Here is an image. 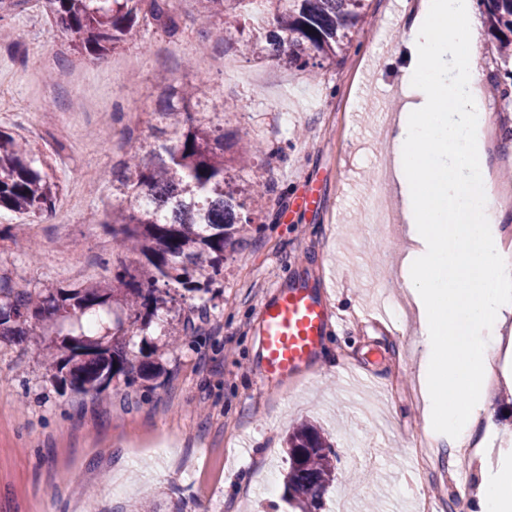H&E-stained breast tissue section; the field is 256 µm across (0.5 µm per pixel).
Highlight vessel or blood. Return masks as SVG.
<instances>
[{"label": "vessel or blood", "instance_id": "1", "mask_svg": "<svg viewBox=\"0 0 512 512\" xmlns=\"http://www.w3.org/2000/svg\"><path fill=\"white\" fill-rule=\"evenodd\" d=\"M332 326L323 287L304 280L288 288L273 287L256 316L260 359L255 371L260 384L288 380L306 370Z\"/></svg>", "mask_w": 512, "mask_h": 512}]
</instances>
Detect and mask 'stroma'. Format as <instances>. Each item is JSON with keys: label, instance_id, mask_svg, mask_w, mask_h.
Returning a JSON list of instances; mask_svg holds the SVG:
<instances>
[{"label": "stroma", "instance_id": "stroma-1", "mask_svg": "<svg viewBox=\"0 0 512 512\" xmlns=\"http://www.w3.org/2000/svg\"><path fill=\"white\" fill-rule=\"evenodd\" d=\"M198 0H182L178 30L156 27L103 57L74 55L41 7L0 18L13 39L0 43V87L20 109L0 114V127L29 136L48 159L62 194L39 219L4 210L0 228L26 223L29 238L0 240V269L40 292L104 285L118 261L134 264L109 227L88 221L91 208L112 200V166L128 134L153 139L150 113L164 80L201 74L206 56L237 58L234 45L206 36ZM414 20L408 0H368L365 31L319 77L280 61L243 60L263 85L206 74L209 104L199 118L223 126L228 138L263 144L267 154L247 172L270 182L272 202L256 209L239 244L224 254V276L209 291L166 294L164 305L131 320L112 304L101 307L123 323L121 340L133 362L151 361L164 374L112 381L107 390L74 396L56 383L49 355L65 339L81 338L86 318L61 328L30 323L26 336L0 341V512H79L96 500L104 512H129L154 494L162 512H292L285 476L289 433L317 425L335 453L336 480L321 512H415L429 497L432 512H464L463 489L444 483L448 448L436 472L419 474L410 443L429 434L416 379L421 332L402 321L400 260L408 246L401 224L379 222L373 193L386 166L391 131L404 89L396 49ZM135 58L118 83L100 79L113 61ZM80 71L85 96L100 114L58 131L45 112L70 103L64 84L47 73ZM53 87L49 98L36 87ZM486 162L496 181L512 188V161L498 144L512 127V105L487 99ZM318 185L324 203L299 209L296 198ZM325 279L339 322L321 355L297 377L258 387L255 334L258 305L273 286L298 278ZM384 311L382 325L366 311ZM197 331L179 335L185 317ZM505 382L491 397L496 428L477 425L488 447L512 455V353L498 356ZM160 439L170 451H151Z\"/></svg>", "mask_w": 512, "mask_h": 512}]
</instances>
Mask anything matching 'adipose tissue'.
<instances>
[{
	"label": "adipose tissue",
	"mask_w": 512,
	"mask_h": 512,
	"mask_svg": "<svg viewBox=\"0 0 512 512\" xmlns=\"http://www.w3.org/2000/svg\"><path fill=\"white\" fill-rule=\"evenodd\" d=\"M471 0H421L399 52L407 88L392 137V170L411 237L422 246L405 265L422 325L419 382L427 420L449 447L478 422L494 424L487 381L494 373L491 327L512 314V256L500 239L507 206L473 186L488 169L478 130L485 121ZM465 512H512V460L483 475Z\"/></svg>",
	"instance_id": "1"
}]
</instances>
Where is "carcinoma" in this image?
<instances>
[{"label": "carcinoma", "instance_id": "1", "mask_svg": "<svg viewBox=\"0 0 512 512\" xmlns=\"http://www.w3.org/2000/svg\"><path fill=\"white\" fill-rule=\"evenodd\" d=\"M179 0H45L71 50L100 58L134 39L145 26L173 34ZM215 30L216 43L233 41L257 61L287 56L302 71L336 64L345 40L363 31L366 0H199ZM497 55L491 81L501 98L512 96V0H478ZM205 82L171 81L158 96L151 116L160 137L150 142L128 136L112 168L113 202L91 212L98 224L112 227L118 247L136 255L135 266L120 264V287L78 285L57 293H34L0 273V339L23 336L32 319L71 317L112 301L132 315L157 304L160 288L199 292L224 276V252L233 250L244 211L274 194V186L245 182L239 187L227 172L261 144L227 141L224 128L200 123ZM36 157L29 140L0 129V210L34 219L53 212L61 185ZM69 356L52 361L54 378L79 395L100 393L120 376L157 377V365L136 366L125 346H92L77 341ZM287 487L295 512H317L336 479L333 452L320 429L303 422L288 435Z\"/></svg>", "mask_w": 512, "mask_h": 512}]
</instances>
